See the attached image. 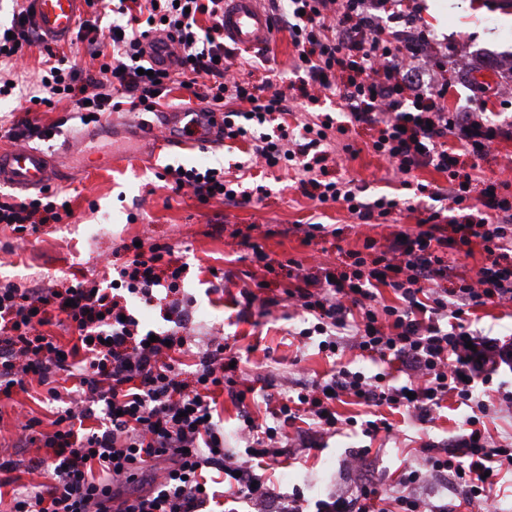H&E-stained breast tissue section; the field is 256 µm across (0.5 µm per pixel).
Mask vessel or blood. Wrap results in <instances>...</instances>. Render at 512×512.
I'll use <instances>...</instances> for the list:
<instances>
[{
	"label": "vessel or blood",
	"instance_id": "obj_1",
	"mask_svg": "<svg viewBox=\"0 0 512 512\" xmlns=\"http://www.w3.org/2000/svg\"><path fill=\"white\" fill-rule=\"evenodd\" d=\"M224 35L241 48L268 44L272 25L260 0H225ZM29 22L47 42L73 36L77 22L88 8V0H28ZM154 66L170 69L176 64L173 43L164 35L153 37L146 47ZM223 115L217 110L176 109L167 112L162 130H145L142 140L151 148L170 144L200 147L221 141ZM52 156L41 149L18 144L0 150V185L21 190L47 186L58 176Z\"/></svg>",
	"mask_w": 512,
	"mask_h": 512
}]
</instances>
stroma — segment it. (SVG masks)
<instances>
[{
    "mask_svg": "<svg viewBox=\"0 0 512 512\" xmlns=\"http://www.w3.org/2000/svg\"><path fill=\"white\" fill-rule=\"evenodd\" d=\"M443 14L429 11L427 0H406L416 16L414 30L428 37L426 57L447 60L459 83L449 88L443 99L448 109L474 108L472 87L483 86V110L489 122L512 125V97L503 90L499 63H512V39L502 29L512 30V0H450ZM248 58L256 59L261 74L294 81L296 52L287 33L274 31L267 52L251 49ZM43 124H55L53 135L41 141L47 153L58 152L63 142L76 141L78 120L69 102L56 103L42 112ZM368 134L353 137L355 155H341L329 164V177L355 180L367 195L397 193L399 184L386 160L374 154ZM249 149L239 141L205 149L171 148L143 155L132 140L105 138L90 144L86 151L63 163L64 174L58 191L71 200L73 217L58 224H45L26 240H19L11 227L0 224V283L20 286L34 283L62 287L72 279H93L100 274L115 250L133 240L172 245L186 270L181 288L192 297V327L197 338L221 337L240 357L243 377L254 380L257 401L241 408L227 396L217 399V411L224 426V446L235 455L245 448L239 429L245 416L264 423L271 409L277 408L296 384L321 378L332 362L316 347L297 348L293 332L303 321L294 307L278 305L264 310L253 307L248 317H240L234 304L243 288L253 286L263 276L258 265L241 258L243 250L232 230L260 225L268 236L262 245L271 259L287 262L295 259L311 267L320 262L336 271L347 268L348 251L362 247L365 238L384 243L396 225H415L417 213L400 200L395 222L359 224L347 210L322 205L304 195L294 182V174L285 169L272 171L249 166ZM227 167L230 175L241 178L243 187L262 180L268 197L248 203H229L214 199L197 202L192 191L175 193L159 178L166 165ZM318 222L325 230L311 245H304L299 224ZM224 274V287H211V269ZM42 419L43 430H50L52 414L32 391L14 389L11 396L0 394V445H10L24 418ZM461 412L454 401L433 413V420L420 424L407 412H391L397 436L393 440H372L360 428L349 427L340 434L323 437L318 448L299 445L297 431L288 428L281 439V455L271 464L264 479L275 493L301 492L308 501L334 491L353 473L352 456L361 449L377 452L375 467L385 477H393L406 463L414 460L424 443L442 445L458 435Z\"/></svg>",
    "mask_w": 512,
    "mask_h": 512,
    "instance_id": "obj_1",
    "label": "stroma"
}]
</instances>
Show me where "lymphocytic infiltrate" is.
Returning <instances> with one entry per match:
<instances>
[{
	"instance_id": "obj_1",
	"label": "lymphocytic infiltrate",
	"mask_w": 512,
	"mask_h": 512,
	"mask_svg": "<svg viewBox=\"0 0 512 512\" xmlns=\"http://www.w3.org/2000/svg\"><path fill=\"white\" fill-rule=\"evenodd\" d=\"M404 0H270L281 29L298 58L296 69L320 90L338 92L349 123L309 116L296 126L285 117L293 106L270 80H235L224 42V0H108L112 24L100 29L82 21L77 36L86 41L91 67L81 69L56 58L27 95L34 106L73 102L80 117L101 118L123 106L156 111L171 83L208 105L223 109L226 139L249 143L256 160L270 168L301 173L300 183L319 203H336L362 223L387 221L398 202L383 194L365 196L354 181H323L332 145L330 131L354 126L371 133V148L414 187L449 209H489L478 224H458L446 232L443 212L430 211L416 229L402 230L384 247L365 239L350 252L351 273H311L290 260L293 280L286 295L302 309L305 343L338 354L358 349L362 356L395 364L397 373L373 375L343 366L324 381L303 385L293 404H281L275 423L258 427L244 418L240 439L248 458L237 461L224 448V429L215 421L216 395L227 393L245 406L250 387L229 374L235 353L213 340L194 348L187 334L191 300L180 297L183 269L172 247L152 242L134 248L103 283L81 281L65 288L0 284V392L36 379L43 399L56 408L53 432L36 434L39 418L22 424L14 449L0 450V487L13 492L9 512H203L210 492L228 479L226 497L252 500L256 512H304L300 495L279 501L260 471L275 458L285 427L308 415L313 430L301 434L302 447L316 434L338 432L334 408L341 397L368 407L405 408L429 421L445 397L467 415L450 447L427 444L422 455L391 483L377 471L360 472L353 486L328 494L315 512H470L475 503L493 505L494 478L512 467V442L489 439L479 427L489 409L478 390L504 366L512 368V339L479 336L470 318L487 302L512 304V205L491 189L475 190L471 175H458L459 156L478 161L512 130L489 123L478 112L448 110L442 103L451 79L431 85L429 72L414 65L419 38L408 32L413 18ZM207 26H200V19ZM401 20L395 31L390 20ZM167 34L178 49L179 68L153 69L145 44L153 32ZM447 174L444 187L416 182L425 168ZM162 178L173 190L191 189L199 203L236 201L238 192L223 167L172 168ZM65 200L46 193L36 199L0 200V224L17 234L39 224L61 223ZM481 245L486 261L475 275L450 267L448 251ZM390 289L391 302L380 300ZM162 306L167 327L148 337L129 316L127 300ZM68 323L76 338L58 343L51 329ZM406 382H398L397 374ZM42 442L50 448L48 482L28 490L18 476L15 448ZM455 501L437 498L436 486Z\"/></svg>"
}]
</instances>
